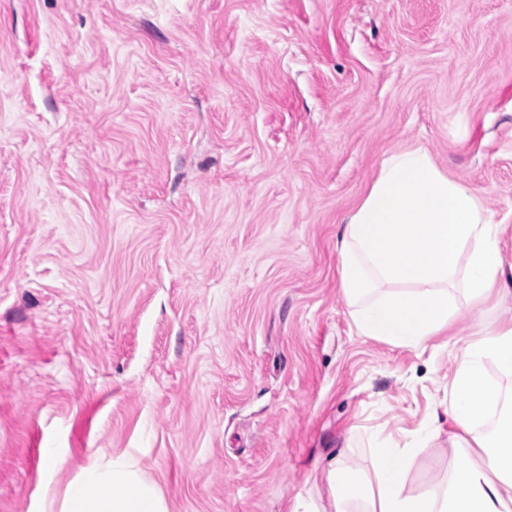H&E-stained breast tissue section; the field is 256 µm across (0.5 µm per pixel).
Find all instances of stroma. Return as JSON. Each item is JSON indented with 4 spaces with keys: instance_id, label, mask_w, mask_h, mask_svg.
<instances>
[{
    "instance_id": "obj_1",
    "label": "stroma",
    "mask_w": 512,
    "mask_h": 512,
    "mask_svg": "<svg viewBox=\"0 0 512 512\" xmlns=\"http://www.w3.org/2000/svg\"><path fill=\"white\" fill-rule=\"evenodd\" d=\"M411 146L512 276V0H0V512L124 451L170 512H288L346 446L453 433L477 314L402 349L339 288Z\"/></svg>"
}]
</instances>
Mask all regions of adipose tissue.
Here are the masks:
<instances>
[{
	"mask_svg": "<svg viewBox=\"0 0 512 512\" xmlns=\"http://www.w3.org/2000/svg\"><path fill=\"white\" fill-rule=\"evenodd\" d=\"M502 274L497 230L480 193L442 171L423 148L383 160L345 220L339 286L357 331L405 349L446 330L463 306L478 307ZM512 375V327L482 330L448 383L453 447L465 464L417 492L413 471L440 437L434 424L410 446L375 440L364 467L337 460L324 489L308 490L292 512H512V392L488 365ZM58 512H169V504L125 452L99 457L69 482Z\"/></svg>",
	"mask_w": 512,
	"mask_h": 512,
	"instance_id": "obj_1",
	"label": "adipose tissue"
}]
</instances>
